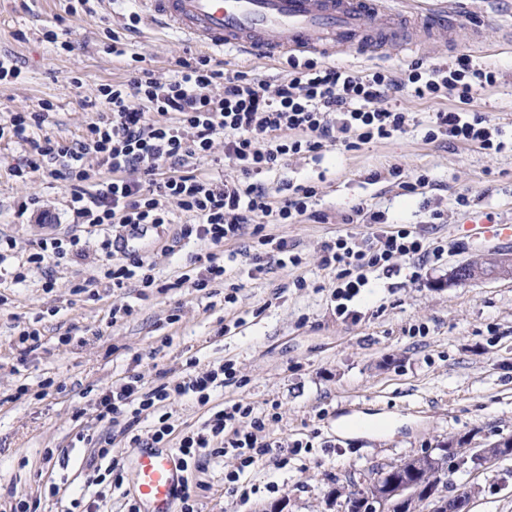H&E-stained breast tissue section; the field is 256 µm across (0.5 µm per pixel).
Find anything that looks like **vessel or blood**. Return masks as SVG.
Listing matches in <instances>:
<instances>
[{
    "instance_id": "obj_1",
    "label": "vessel or blood",
    "mask_w": 512,
    "mask_h": 512,
    "mask_svg": "<svg viewBox=\"0 0 512 512\" xmlns=\"http://www.w3.org/2000/svg\"><path fill=\"white\" fill-rule=\"evenodd\" d=\"M148 22L213 53L245 52L259 58L283 52L367 53L448 27L447 16L427 13L419 22L388 8L387 0H139ZM147 229L124 233L118 251H142ZM180 459L170 449H136L129 487L145 512H173L182 481Z\"/></svg>"
}]
</instances>
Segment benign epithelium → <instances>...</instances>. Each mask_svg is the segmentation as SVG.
I'll list each match as a JSON object with an SVG mask.
<instances>
[{"mask_svg": "<svg viewBox=\"0 0 512 512\" xmlns=\"http://www.w3.org/2000/svg\"><path fill=\"white\" fill-rule=\"evenodd\" d=\"M512 449V441L501 439L485 448L472 449V458L485 465L508 456L506 449ZM448 447L440 448V455L431 460V464L438 468L436 481L425 486L401 484L397 481L384 483L385 475L378 476L373 483L360 482L353 486L352 491L364 493L367 498L366 512H419V505L427 502L436 504L438 512H452V500L462 501L468 498L465 491L459 492L454 498L446 497L444 491L445 480L443 474L448 472Z\"/></svg>", "mask_w": 512, "mask_h": 512, "instance_id": "obj_1", "label": "benign epithelium"}]
</instances>
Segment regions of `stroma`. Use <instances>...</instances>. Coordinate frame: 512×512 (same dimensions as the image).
Returning <instances> with one entry per match:
<instances>
[{
	"instance_id": "1",
	"label": "stroma",
	"mask_w": 512,
	"mask_h": 512,
	"mask_svg": "<svg viewBox=\"0 0 512 512\" xmlns=\"http://www.w3.org/2000/svg\"><path fill=\"white\" fill-rule=\"evenodd\" d=\"M67 6L68 0H0V55L12 57L22 71L19 79L0 82V123L10 112H35L49 101L55 112L39 136L76 138L94 117L86 100L97 96L101 85L129 79V54H141L166 77L188 53V43L144 22L124 32L127 55L104 52L106 30L138 11L137 0H92L91 11L74 14ZM390 7H445L461 24L412 50L392 44L371 56L339 52L327 56V63L398 74L417 61L470 54L496 73L495 85L479 90L471 108L499 129L505 149L427 142L432 113L456 110L455 98L424 102L404 92L391 95L389 107L415 117L406 132L356 150L338 143L315 155L294 156L265 176L272 194L285 179L314 183L316 215L268 228L297 247L302 257L297 266L275 265L249 278L240 253L251 237L229 243L238 254L232 307H225L223 296L209 299L176 287L203 250L196 242L174 244L178 225L191 221L179 211L173 223L153 234L145 252L155 265L157 288L144 293L113 288L101 272L106 257L100 231L82 233L85 258L54 268L52 291L44 290V274L35 268L26 270L24 281H14L19 264L42 239L75 226L63 181L42 173L16 179L12 169L25 162L26 149L0 140V233L17 241L13 257L0 265V506L14 496L37 498L41 512H62L64 504L50 495V483L65 484L71 493L84 486L92 449L72 439L82 430L96 434L111 428L89 412L86 390H100L129 372L149 386L161 371L183 375L188 361L203 370L229 359L244 383L214 390L211 403L277 405L280 419L269 429L276 447L246 468L244 501L224 486L237 460L209 462L198 512H269L276 504L283 512H345L343 495L353 482L436 455L451 438L465 439L466 446L459 459L448 462L449 494L469 491L470 512H512V457L486 468L469 461L471 449L512 436V278L448 280L460 264L494 252L512 256V240L489 239L470 227L476 217L512 225V0H391ZM49 29L68 41L70 50L48 43ZM393 166L408 178L427 173L430 186L409 193L391 179L369 181V174ZM462 195L469 206L458 205ZM28 196L41 200L43 214L17 217V201ZM362 201L383 213L386 224L411 226L426 247H441L443 254L400 261L390 274L371 273L350 304L359 315L352 322L336 316L320 255L323 243L337 235L379 232L376 224L347 223ZM87 279L91 290L74 293V284ZM122 305L131 306V315L110 323L111 308ZM26 324L40 330L41 344L24 356L19 330ZM48 379L65 382L66 391L45 390ZM80 407L87 413L78 420ZM362 415L386 417L395 425L371 434L341 431L342 420ZM297 440L309 449L294 456L288 446ZM55 448L70 449L68 460L45 461Z\"/></svg>"
}]
</instances>
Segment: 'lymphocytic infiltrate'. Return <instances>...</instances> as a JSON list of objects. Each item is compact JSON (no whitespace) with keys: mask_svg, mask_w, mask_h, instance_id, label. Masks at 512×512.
I'll use <instances>...</instances> for the list:
<instances>
[{"mask_svg":"<svg viewBox=\"0 0 512 512\" xmlns=\"http://www.w3.org/2000/svg\"><path fill=\"white\" fill-rule=\"evenodd\" d=\"M133 75L102 85L88 103L96 118L71 141L35 137V129L49 119L54 105L40 111H16L0 125V139L28 148L25 164L13 175L25 180L43 172L63 180L67 206L78 223L106 228L101 248L111 253L112 241L127 226L172 223L167 202L190 214L192 223L181 225L178 236L206 245V253L192 259V267L176 281L206 296L224 283L235 254L226 244L251 233L246 251L249 274H263L271 266L300 265L302 258L287 241L267 233L270 224H297L312 217L318 195L314 184L282 183L283 194L272 200L261 178L279 171L286 158L319 153L325 144L341 142L353 150L405 131L412 115L385 104L389 94L408 91L411 97L433 101L454 94L455 112L434 113L425 133L427 141L448 140L487 151L504 147L493 125L470 105L476 92L496 81L494 71L459 54L445 62L417 63L395 75L377 69L365 74L325 65L309 57H290L286 75L276 83L258 80L246 71H227L210 57L183 59L178 70L160 77L132 54ZM224 141L226 172L201 173L198 162L209 159L216 139ZM99 162L109 179L94 180L91 164ZM174 207V208H175ZM441 248H426L416 231L406 226L355 238L337 236L322 247L320 265L333 276L336 314L357 319L349 304L368 283L373 271L391 272L400 260L441 255ZM104 276L122 289L156 287L154 266L143 255L125 253L106 265ZM232 361L188 371L174 380L160 374L144 385L139 375L128 374L97 393L92 410L97 420L118 426L119 435L105 434L95 442L96 465L89 490L70 498L65 512H99L108 494L121 489L123 467L113 453L116 437L130 447L160 444L173 431L166 410L175 397H192L208 404L212 391L236 385ZM154 419L150 440L137 431L142 417ZM279 419L275 409L229 400L210 410L196 429L182 434L178 453L185 480L177 493L179 512H196L205 489L201 475L207 462L231 456L241 468L267 455L271 443L265 432Z\"/></svg>","mask_w":512,"mask_h":512,"instance_id":"lymphocytic-infiltrate-1","label":"lymphocytic infiltrate"}]
</instances>
